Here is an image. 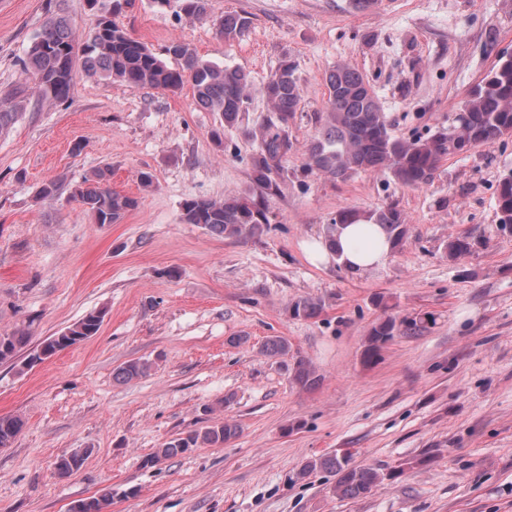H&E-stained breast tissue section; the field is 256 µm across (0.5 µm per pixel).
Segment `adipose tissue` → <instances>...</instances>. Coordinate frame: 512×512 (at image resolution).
Wrapping results in <instances>:
<instances>
[{
    "instance_id": "1",
    "label": "adipose tissue",
    "mask_w": 512,
    "mask_h": 512,
    "mask_svg": "<svg viewBox=\"0 0 512 512\" xmlns=\"http://www.w3.org/2000/svg\"><path fill=\"white\" fill-rule=\"evenodd\" d=\"M392 252V242L380 225L360 221L338 225L333 241L316 242L310 256L318 262L336 260L348 272L362 275L385 266Z\"/></svg>"
}]
</instances>
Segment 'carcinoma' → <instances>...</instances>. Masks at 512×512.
<instances>
[{"label": "carcinoma", "mask_w": 512, "mask_h": 512, "mask_svg": "<svg viewBox=\"0 0 512 512\" xmlns=\"http://www.w3.org/2000/svg\"><path fill=\"white\" fill-rule=\"evenodd\" d=\"M181 11L189 18L199 19L208 14L209 0H180ZM121 0H112V18L97 19L84 37L77 36L71 21L56 15L48 18L36 35L22 70L32 80L41 98L64 100L69 97L77 51L83 52L85 70L134 86L177 92L191 84L196 104L220 115L224 126L233 127L243 119L250 100L249 75L238 67L220 66L201 60L189 45L173 42L166 54L174 59L171 65L146 44L132 38L120 26L115 16L121 13ZM251 20L241 13L226 14L217 20V29L227 41L243 37ZM326 118L321 130L311 140L305 155V168L333 179L345 180L354 174L383 170L396 182L418 187L433 177L440 161L457 154V130L466 132L468 140L478 147L512 134V57H500L490 73L469 93L462 107L454 114L448 127L427 136L410 140L394 136L378 100L364 78L355 69L338 65L326 78ZM260 94L270 106V115L245 130V136L257 142L251 156L250 178L256 187L254 196L227 194L224 199L193 197L182 204V220L196 224L208 232L226 239L247 241L262 236L271 224L268 200L280 192L287 177L283 159L291 147L290 122L302 100V89L296 77V64L284 59ZM24 108L19 97L0 101V135L8 134ZM112 171L105 166L75 185L70 198L88 210L98 224H116L138 205L137 199L112 189ZM499 224L512 227V175L501 179L497 194ZM379 224L394 245L401 244L408 228L406 218L397 207L388 205L369 212L342 210L326 226V238L333 237L339 224H354L360 220ZM448 255L458 258L471 252L472 243L466 236L453 237L446 243ZM322 302L308 297L292 300L289 311L295 318L311 319L319 315ZM432 322L429 315L413 319L405 329L389 317L372 328L364 350L363 362L370 364L381 348L402 331L416 333ZM101 316L90 312L65 331L43 340L37 355L48 358L95 335ZM30 341L26 329L17 328L0 333V363L17 358ZM268 357L288 355V341L269 338L261 347ZM151 370L147 361H128L115 371L119 381H131L146 376ZM294 379L303 386L315 384L314 370L298 359L293 369ZM23 427L15 416H0V448H8ZM238 427L220 418L200 429L189 431L166 442L146 458L144 465L154 466L162 459L187 454L196 448L222 445L234 439ZM84 455L74 453L57 462L60 475L78 470ZM317 471H327L336 477L333 493L341 499L355 500L381 487L397 472H382L367 465H357L353 455H324L306 460L297 478L304 480ZM112 490L80 500L71 512H109Z\"/></svg>", "instance_id": "obj_1"}]
</instances>
